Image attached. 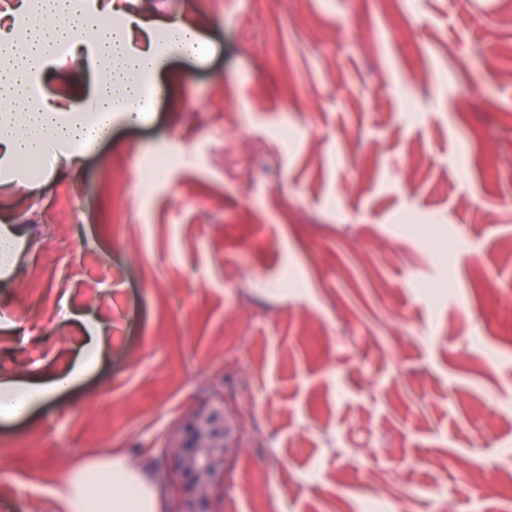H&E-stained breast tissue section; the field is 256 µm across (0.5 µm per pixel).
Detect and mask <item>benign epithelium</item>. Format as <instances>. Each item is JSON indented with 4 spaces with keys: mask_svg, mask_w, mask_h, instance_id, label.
I'll use <instances>...</instances> for the list:
<instances>
[{
    "mask_svg": "<svg viewBox=\"0 0 512 512\" xmlns=\"http://www.w3.org/2000/svg\"><path fill=\"white\" fill-rule=\"evenodd\" d=\"M238 428V420L224 410L221 401L194 411L165 446L179 479L198 504L207 503L210 483L224 474L231 439Z\"/></svg>",
    "mask_w": 512,
    "mask_h": 512,
    "instance_id": "7a95c632",
    "label": "benign epithelium"
}]
</instances>
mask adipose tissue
<instances>
[{"label": "adipose tissue", "mask_w": 512, "mask_h": 512, "mask_svg": "<svg viewBox=\"0 0 512 512\" xmlns=\"http://www.w3.org/2000/svg\"><path fill=\"white\" fill-rule=\"evenodd\" d=\"M28 23L23 37L14 46L9 71H0V101L22 106V113H0V156L13 161L37 160L47 143L60 146V157L88 154V143L99 126H111L114 118L138 109L142 99L139 84L129 82L133 70L151 76L159 71L158 50L131 52L123 26L109 23L98 9L86 8L84 0H27L22 11ZM93 34L98 56L117 60L108 80L98 83L95 98L106 111L94 122L66 112H52L43 101L32 99L27 87L35 70L55 53L58 46H75L81 32ZM79 378L71 373L52 385L19 386L0 384V419L25 416L34 406L67 389ZM96 476L99 489L89 494L87 481ZM57 498L61 512H159L153 485L141 472L118 455H108L75 463L60 479Z\"/></svg>", "instance_id": "adipose-tissue-1"}]
</instances>
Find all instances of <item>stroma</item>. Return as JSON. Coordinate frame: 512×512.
Listing matches in <instances>:
<instances>
[{"label":"stroma","instance_id":"obj_1","mask_svg":"<svg viewBox=\"0 0 512 512\" xmlns=\"http://www.w3.org/2000/svg\"><path fill=\"white\" fill-rule=\"evenodd\" d=\"M144 11L204 60L169 55L145 121L38 189L0 177V382L87 368L0 421V512H58L105 454L171 512L163 445L217 396L241 434L209 512H512V0ZM104 67L61 50L40 94L85 111ZM166 32L168 40L178 46L180 48L179 53L191 54L197 51L196 48H192L191 51H188L184 44L187 37H190L192 42L198 44L199 47L203 45V42L200 40V37L193 31L192 28L186 27L178 22H169L166 24Z\"/></svg>","mask_w":512,"mask_h":512}]
</instances>
